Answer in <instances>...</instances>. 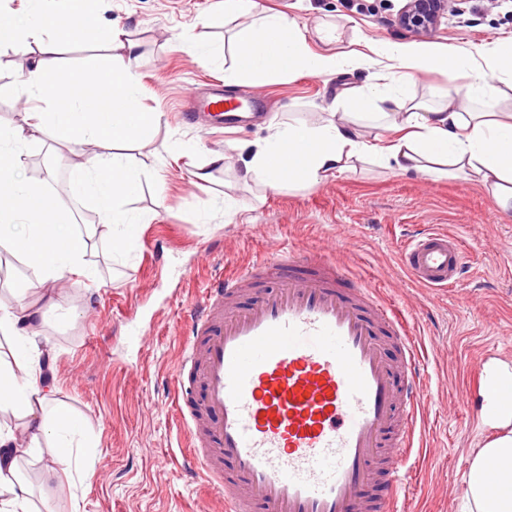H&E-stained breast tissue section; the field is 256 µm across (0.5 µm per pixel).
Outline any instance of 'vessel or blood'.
Returning <instances> with one entry per match:
<instances>
[{
    "label": "vessel or blood",
    "instance_id": "1",
    "mask_svg": "<svg viewBox=\"0 0 512 512\" xmlns=\"http://www.w3.org/2000/svg\"><path fill=\"white\" fill-rule=\"evenodd\" d=\"M241 101L216 91L188 120L221 123ZM428 288L464 268L455 238L401 252ZM420 357L391 304L334 258L285 248L218 279L189 311L174 380L190 466L225 512H395L423 398ZM460 393L494 391L483 420L512 416V363L487 353Z\"/></svg>",
    "mask_w": 512,
    "mask_h": 512
}]
</instances>
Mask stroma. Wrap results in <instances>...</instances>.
Here are the masks:
<instances>
[{
	"label": "stroma",
	"mask_w": 512,
	"mask_h": 512,
	"mask_svg": "<svg viewBox=\"0 0 512 512\" xmlns=\"http://www.w3.org/2000/svg\"><path fill=\"white\" fill-rule=\"evenodd\" d=\"M306 26L315 53L369 55L379 41L419 45L394 17L401 0H262ZM222 0H98L100 29L121 27L140 55L138 105L157 113L146 140L126 154L141 171V190L123 201L139 220L134 244L113 257L99 232L84 260L95 280L67 276L56 284L63 317L39 326V370L52 394L47 409L64 407L89 425L96 448L91 479L49 478L45 462L27 457L18 467L30 479L39 512H224L184 463V426L170 378L179 366L186 310L231 264H244L282 248L322 252L384 291L406 317L420 349L424 397L421 446L406 463L411 478L400 493V512H464V481L475 452L494 430L473 421L457 396L468 386L481 353L512 352V213H504L465 177L432 179L398 173L363 159L339 177L305 188L266 191L238 179L239 162L208 163L209 152L254 143L269 121L307 119L332 104L345 88L372 82L374 68L339 75L297 74L265 85L228 86L231 55L213 63L194 50L223 44L237 29L224 22ZM336 25L338 39L324 46L314 29ZM512 37V0H458L428 41L476 49ZM108 42L74 38L52 52L0 47V121L20 126L25 112L14 92L33 59L62 79L74 78ZM223 88L236 98L260 99L266 117L235 130H202L184 114L190 92ZM87 146L33 145L20 158L23 177L63 202L69 224L99 221L94 201L82 194L78 174ZM206 169L207 179L197 177ZM236 202L224 217V195ZM445 229L462 250L465 272L452 287L414 283L399 254L418 233Z\"/></svg>",
	"instance_id": "35a3bbf8"
}]
</instances>
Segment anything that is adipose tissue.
<instances>
[{
  "instance_id": "1",
  "label": "adipose tissue",
  "mask_w": 512,
  "mask_h": 512,
  "mask_svg": "<svg viewBox=\"0 0 512 512\" xmlns=\"http://www.w3.org/2000/svg\"><path fill=\"white\" fill-rule=\"evenodd\" d=\"M223 10L225 20L240 23L225 84L247 78L275 81L302 72L339 74L359 63L354 54L307 51L304 27L287 13L267 11L259 0H223ZM93 12L94 0H27L25 16L0 14V46L26 49L38 44L48 50L79 35H95ZM122 36V30L113 29L111 43L119 54L91 60L80 79L71 82L57 79L43 62H36L19 91L41 101V109L28 113L21 126L0 122V223L26 221L20 234L0 235V249L23 256L39 273L33 285L35 303L0 310V334L11 339L9 358L0 357V405L25 420L20 435L0 427V512H33L17 468L20 459L41 452L45 439L57 441L48 475L85 468L82 456L72 451V440L89 439L91 432L62 409L43 412L40 353L31 331L60 308L52 282L66 275L93 278L83 257L99 225L110 227L113 252L124 250L135 221L119 201L136 196L141 188L140 170L122 154L109 159L91 155L81 183L97 204L100 222L67 228L57 222L60 202L41 185L17 178L13 164L47 133L86 145L148 136L157 115L136 103L139 59ZM371 61L378 68L374 81L342 94L346 109L334 119L270 123L269 135L243 157L241 178L272 191L286 184L310 186L370 157L397 172L465 174L501 208L512 207V113L497 111L495 104L500 84L512 87V39L475 51L383 41L373 47ZM430 69L465 77L458 101L432 107L415 100L412 79ZM372 111L390 123L396 138L383 145L365 139L360 117ZM465 497L474 512H512V432L476 452L465 478Z\"/></svg>"
}]
</instances>
